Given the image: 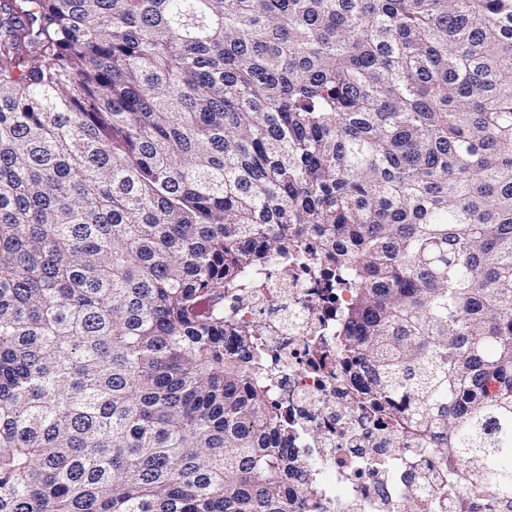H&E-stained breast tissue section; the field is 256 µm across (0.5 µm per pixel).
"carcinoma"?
Segmentation results:
<instances>
[{"mask_svg":"<svg viewBox=\"0 0 512 512\" xmlns=\"http://www.w3.org/2000/svg\"><path fill=\"white\" fill-rule=\"evenodd\" d=\"M307 236L403 512H512V0H0V512H319L224 306Z\"/></svg>","mask_w":512,"mask_h":512,"instance_id":"cac0c4a2","label":"carcinoma"}]
</instances>
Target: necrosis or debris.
<instances>
[{"label":"necrosis or debris","instance_id":"1","mask_svg":"<svg viewBox=\"0 0 512 512\" xmlns=\"http://www.w3.org/2000/svg\"><path fill=\"white\" fill-rule=\"evenodd\" d=\"M318 243L294 246L297 262L282 274L260 271L261 287L229 298L242 318L262 319V338L272 380V398L286 407L292 427L288 445L320 466L324 512H397L385 497L390 472L363 469L391 432L379 421L347 411L355 383L336 358V313L341 297L317 266Z\"/></svg>","mask_w":512,"mask_h":512}]
</instances>
